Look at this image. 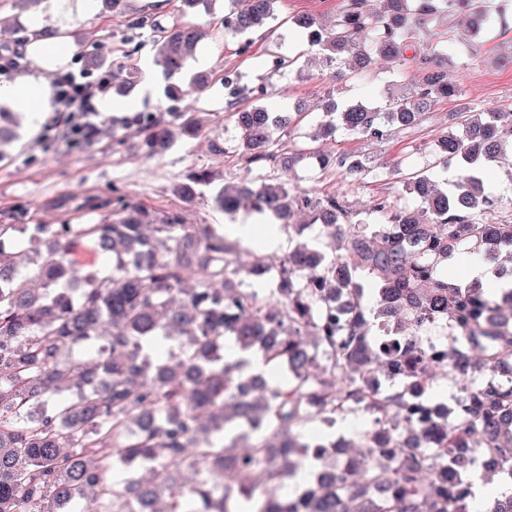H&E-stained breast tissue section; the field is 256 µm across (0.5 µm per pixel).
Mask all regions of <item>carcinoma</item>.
Returning <instances> with one entry per match:
<instances>
[{
  "label": "carcinoma",
  "mask_w": 512,
  "mask_h": 512,
  "mask_svg": "<svg viewBox=\"0 0 512 512\" xmlns=\"http://www.w3.org/2000/svg\"><path fill=\"white\" fill-rule=\"evenodd\" d=\"M278 0H224L220 27L239 38L267 27ZM342 0L334 18L298 16L292 23L332 84L345 69L365 79L379 62L419 65L421 80L383 89L382 107L339 101L328 87L315 109L308 156L322 171L361 178L368 159L316 147L342 131L382 141L411 128L440 100H455L450 129L437 140L435 165H455L456 178L426 170L405 190L420 207L372 202L374 226L354 219L344 199L261 177L220 187L218 210L244 206L281 226L327 229L319 248L297 242L275 288H243L236 264L240 240L212 224H184L179 213L157 216L128 198L113 202L102 224H0V512H469L456 479L471 474L483 442L498 454L512 448V287L495 298L448 282L440 265L458 245L483 246L502 277L512 270V224L490 223L500 203L484 166L512 153V108L480 111L448 78L459 52L448 40L435 56L421 35L439 16L469 0ZM467 40L512 25V11L466 16ZM207 36L191 22L153 43L152 63L169 81L167 96L199 93L197 73L182 89L190 60ZM134 63L112 70L129 88ZM254 103L231 113L237 147L252 163L269 148L285 117ZM144 134L149 151L200 134L193 112L136 113L123 121ZM19 113L0 109V147L16 138ZM212 182L192 171L176 185L185 202ZM347 226L336 239V225ZM44 249L16 243L14 232ZM82 238L112 258V267L80 272L70 260ZM378 284L364 303L357 276ZM392 318L410 336L443 321L451 335L439 359L413 346L379 362L374 321ZM174 344L161 356L159 342ZM264 370L257 372L253 361ZM479 372L460 411L409 404L406 392L366 395L376 370L408 379L424 395L434 370ZM355 403L384 426L369 449L371 466L352 474L336 467L334 436L309 437L308 425Z\"/></svg>",
  "instance_id": "1"
}]
</instances>
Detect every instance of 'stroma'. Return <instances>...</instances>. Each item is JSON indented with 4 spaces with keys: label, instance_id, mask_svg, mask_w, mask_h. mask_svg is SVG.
<instances>
[{
    "label": "stroma",
    "instance_id": "stroma-1",
    "mask_svg": "<svg viewBox=\"0 0 512 512\" xmlns=\"http://www.w3.org/2000/svg\"><path fill=\"white\" fill-rule=\"evenodd\" d=\"M143 10L155 14L164 29L189 21L205 26L211 22L205 14H186L180 0H165L161 5L155 0H128L126 12L115 17L105 13L102 0H46L43 10L35 15L20 11L14 0H0V15L10 18L16 29L10 44L25 51L18 69L0 75V85L36 75L28 48L41 23L61 30L76 49L74 55L57 64L60 72L84 68L86 57L99 52L108 53L115 64L128 54L138 60L151 58L156 32L131 27L135 16ZM252 39L250 51L242 55L238 52V41L224 36L221 28H214L196 59L188 64L189 73L212 75L204 95L190 94L177 102L169 100L163 94L164 83L160 80L151 90L138 86L131 93L139 101V111L164 112L178 107L198 113L207 127L224 128L223 154L212 152L207 138L202 136L177 141L159 154L149 153L141 137L123 128L121 113L111 109L114 96L110 93L97 102V135L79 148L70 147L61 137L64 113L51 111L33 119L27 117L23 120V140L15 144L10 159L0 162V224H97L111 215L112 193L118 190L157 213H180L187 224L223 228L233 223L247 224L254 235H261L262 226L255 223L253 215L242 212L232 220L216 209L211 189H202L191 204L184 203L174 192L175 185L195 168L211 171L221 185L281 176L275 161L252 164L236 149L234 133L225 127L230 97L222 76L232 71L238 74L241 86H265V102L276 111L312 101L325 85L317 79L301 81L288 70H270L268 60L277 51L276 43L259 32ZM509 54L512 32L490 31L473 53L461 48L453 76L460 79L466 96L479 108L496 110L512 106V65L502 61ZM419 75L413 64L398 70H377L369 81L345 73L337 78L336 87L340 97L373 103L387 81L395 79L408 84L418 81ZM455 108V102H438L419 125L396 131L379 143L344 133L326 143V150L333 153L368 155L374 171L365 180L352 181L336 173L319 171L308 158L296 166L290 180L302 189L344 195L349 208L355 211L367 210L377 198L399 206H416V198L404 192L403 180L426 170L432 163L435 143Z\"/></svg>",
    "mask_w": 512,
    "mask_h": 512
}]
</instances>
